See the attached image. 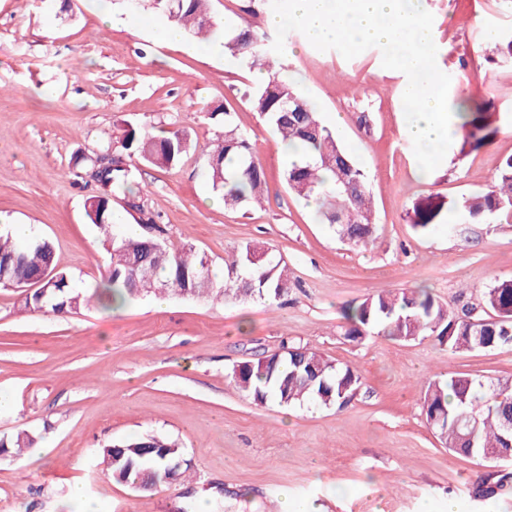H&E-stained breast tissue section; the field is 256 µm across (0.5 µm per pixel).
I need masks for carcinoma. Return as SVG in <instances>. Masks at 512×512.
Masks as SVG:
<instances>
[{"mask_svg":"<svg viewBox=\"0 0 512 512\" xmlns=\"http://www.w3.org/2000/svg\"><path fill=\"white\" fill-rule=\"evenodd\" d=\"M151 8L189 34L212 38L217 30L224 35V51L237 57L250 70L267 72L266 81L249 94L252 109L286 142L296 149L288 161L283 179L296 196L318 204L322 223L354 246L373 240L375 218L367 175L357 165L339 138L324 126L316 104L302 95L284 74L281 56L272 44L255 31L220 28L210 11V0H149ZM298 103V111H283L285 102ZM489 104L459 97L452 103L455 125L463 130L465 142L475 148L485 145L491 131ZM224 134L206 151V171L212 188L222 192L224 207L234 209L261 202L267 181L246 131L234 126L224 112ZM122 148L129 162L112 160V168L102 179L97 195L85 204L89 223L104 237L107 276L106 289L91 293L74 290L64 271L56 272L47 296L37 294L25 300L26 307L63 314L90 303L108 307V302L133 300L143 295L170 293L184 298L210 296L224 301L252 300L273 305L288 293L290 279L283 261L269 250L245 244L224 261V279L212 276V261L193 246L170 248L154 237H126L113 232L115 214L112 195L136 196L138 166L150 164L169 168L177 165L190 149L186 130L178 127L157 130L152 125L129 126L122 136ZM460 218L482 223L490 218L512 223V156L505 158L491 189L463 198L454 204ZM54 261L52 243L35 238L25 246L0 235V271H6L0 288L19 285L42 267ZM485 306L494 312L489 319L473 322L444 308L424 288L395 294L369 296L342 308L350 325L349 336H364L379 329L393 339L413 340L432 336L442 347L493 349L512 343V280L495 283L484 293ZM236 384L258 405L274 399L281 405L314 402L322 406H343L352 392L362 385L361 376L349 367L341 368L306 348L291 347L282 353L245 362L232 372ZM422 411L427 423L444 438L448 449L476 457L485 448L508 447L504 430L506 417H512V385L487 384L470 374H452L448 379L429 383L423 396ZM478 423L472 441L461 443L469 433L466 423ZM34 438L22 431L9 440L0 439V452H22ZM102 463L112 478L123 484L152 490L177 482L190 465L179 446L157 436L125 440L101 449ZM511 475L497 481L481 480L473 489L479 503L494 499Z\"/></svg>","mask_w":512,"mask_h":512,"instance_id":"cac0c4a2","label":"carcinoma"}]
</instances>
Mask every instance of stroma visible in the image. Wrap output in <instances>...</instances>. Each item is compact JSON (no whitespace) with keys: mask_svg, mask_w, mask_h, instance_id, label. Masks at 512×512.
Masks as SVG:
<instances>
[{"mask_svg":"<svg viewBox=\"0 0 512 512\" xmlns=\"http://www.w3.org/2000/svg\"><path fill=\"white\" fill-rule=\"evenodd\" d=\"M434 17L438 68L449 97L492 103L500 120L484 147L462 149L452 132L441 165L423 172L400 91L407 80L371 47L353 59L285 40L284 59L313 97L325 125L351 147L368 175L377 233L358 249L319 223L292 194L277 139L246 92L252 71L215 58L203 43L158 42L162 15L112 0L116 24L97 0H0V227L30 224L54 245L55 263L78 289L104 275L105 252L85 203L94 183L71 169L75 153L124 156L127 123L182 127L192 146L169 169L142 166L138 199L113 197L123 223L168 245H193L215 270L234 247L272 249L292 286L280 304L222 303L166 295L107 311L90 306L63 316L25 309L21 291L0 289V438L27 431L35 444L0 456V512H77L83 485L97 512H280L289 489L296 512H476L473 488L493 464L446 448L421 411L429 379L467 373L512 382V345L452 352L430 336L396 340L378 332L347 336L342 304L383 290L423 287L448 309L489 317L483 292L512 278V223L468 224L454 202L491 185L512 155V61L487 62L489 31L512 29V0H417ZM211 0L217 22L257 26L275 36L271 7ZM247 131L265 169L261 205L227 210L201 154L224 132L217 107ZM440 212L416 227L422 200ZM317 351L362 378L344 407L260 406L232 379L242 362L289 347ZM134 436L178 444L188 481L153 492L113 481L98 451Z\"/></svg>","mask_w":512,"mask_h":512,"instance_id":"stroma-1","label":"stroma"}]
</instances>
